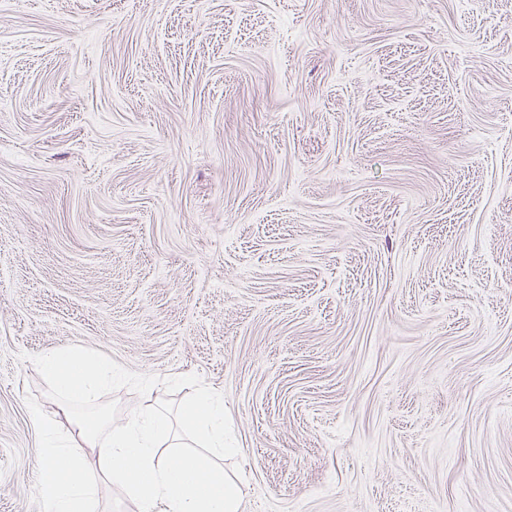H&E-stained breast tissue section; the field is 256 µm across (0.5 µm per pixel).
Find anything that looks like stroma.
Returning a JSON list of instances; mask_svg holds the SVG:
<instances>
[{"label":"stroma","mask_w":512,"mask_h":512,"mask_svg":"<svg viewBox=\"0 0 512 512\" xmlns=\"http://www.w3.org/2000/svg\"><path fill=\"white\" fill-rule=\"evenodd\" d=\"M199 389L240 512H512V0H0V512ZM39 365L55 389L74 399H94L112 381V365L71 351H55L43 356Z\"/></svg>","instance_id":"1"}]
</instances>
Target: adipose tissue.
I'll use <instances>...</instances> for the list:
<instances>
[{
    "label": "adipose tissue",
    "mask_w": 512,
    "mask_h": 512,
    "mask_svg": "<svg viewBox=\"0 0 512 512\" xmlns=\"http://www.w3.org/2000/svg\"><path fill=\"white\" fill-rule=\"evenodd\" d=\"M39 365L59 393L79 400L94 399L112 379L111 364L71 351L49 353ZM29 418L47 442L34 486L46 512H88L106 481L135 498L139 512H240L243 488L217 463L228 450L224 401L213 392L197 393L184 411L186 424L205 440L201 455L159 456L169 427L154 411H132L110 423L106 443L89 434L81 447L42 410L32 409Z\"/></svg>",
    "instance_id": "adipose-tissue-1"
}]
</instances>
